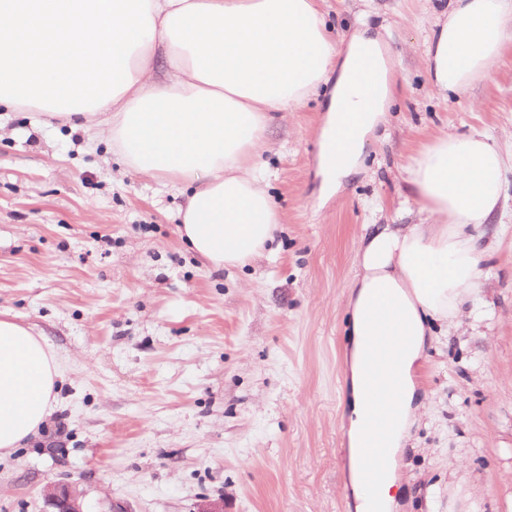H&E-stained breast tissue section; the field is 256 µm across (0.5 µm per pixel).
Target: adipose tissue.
Returning a JSON list of instances; mask_svg holds the SVG:
<instances>
[{"label":"adipose tissue","instance_id":"adipose-tissue-1","mask_svg":"<svg viewBox=\"0 0 512 512\" xmlns=\"http://www.w3.org/2000/svg\"><path fill=\"white\" fill-rule=\"evenodd\" d=\"M512 46V0H447L424 44L431 86L461 93ZM376 67L368 95L356 71ZM330 84L321 136L345 142L319 158L325 190L364 167L365 146L393 102V50L360 25L331 40L317 0H0V104L104 135L126 167L187 184L179 232L209 268L245 265L280 222L261 157L272 115ZM512 148L488 134L441 132L412 157L406 181L419 223L362 238L346 294L344 427L355 512L369 435L370 340L405 337L389 354L397 383L388 446L400 450L422 405L414 372L431 324L475 317L484 253L476 227L501 207ZM59 361L32 327L0 319V455L37 436L53 410Z\"/></svg>","mask_w":512,"mask_h":512}]
</instances>
